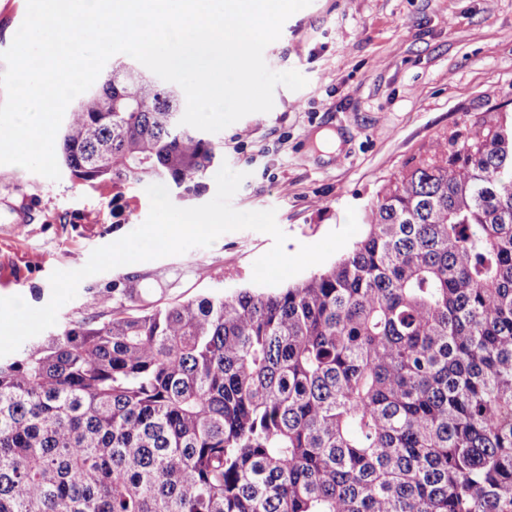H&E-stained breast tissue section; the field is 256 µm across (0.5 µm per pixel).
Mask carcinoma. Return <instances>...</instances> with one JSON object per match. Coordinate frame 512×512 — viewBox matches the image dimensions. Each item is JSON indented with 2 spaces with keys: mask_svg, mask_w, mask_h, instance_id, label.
Returning <instances> with one entry per match:
<instances>
[{
  "mask_svg": "<svg viewBox=\"0 0 512 512\" xmlns=\"http://www.w3.org/2000/svg\"><path fill=\"white\" fill-rule=\"evenodd\" d=\"M182 88L117 62L66 112L96 185L205 189ZM335 262L88 320L0 360V512H512V112L410 157Z\"/></svg>",
  "mask_w": 512,
  "mask_h": 512,
  "instance_id": "cac0c4a2",
  "label": "carcinoma"
}]
</instances>
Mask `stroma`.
<instances>
[{
  "instance_id": "1",
  "label": "stroma",
  "mask_w": 512,
  "mask_h": 512,
  "mask_svg": "<svg viewBox=\"0 0 512 512\" xmlns=\"http://www.w3.org/2000/svg\"><path fill=\"white\" fill-rule=\"evenodd\" d=\"M264 59L307 85L276 87L270 112L212 139L220 162L245 175L232 206L275 210L292 255L341 229L347 208L363 212L413 154L512 103V0H312ZM322 131L339 139L328 155L316 141ZM149 210L141 183L90 187L66 171L52 181L0 165V297L46 305L53 271L81 268ZM272 246L268 234L232 231L208 247L90 276L47 333L88 317L97 291L141 289L156 307L231 294L251 286L254 261Z\"/></svg>"
}]
</instances>
